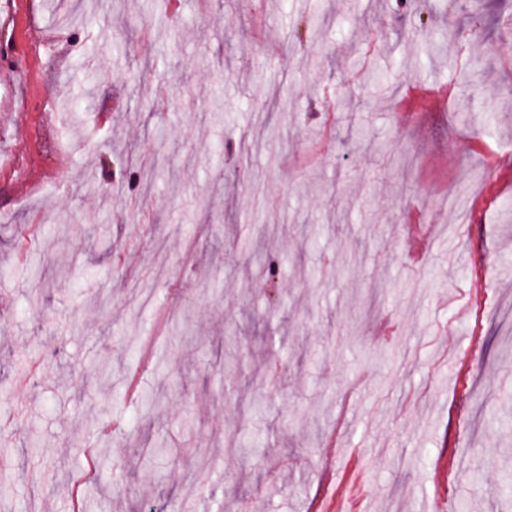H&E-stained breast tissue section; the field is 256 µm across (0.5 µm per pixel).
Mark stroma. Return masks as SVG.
<instances>
[{"label":"stroma","mask_w":512,"mask_h":512,"mask_svg":"<svg viewBox=\"0 0 512 512\" xmlns=\"http://www.w3.org/2000/svg\"><path fill=\"white\" fill-rule=\"evenodd\" d=\"M510 42L0 0V512H512Z\"/></svg>","instance_id":"35a3bbf8"}]
</instances>
